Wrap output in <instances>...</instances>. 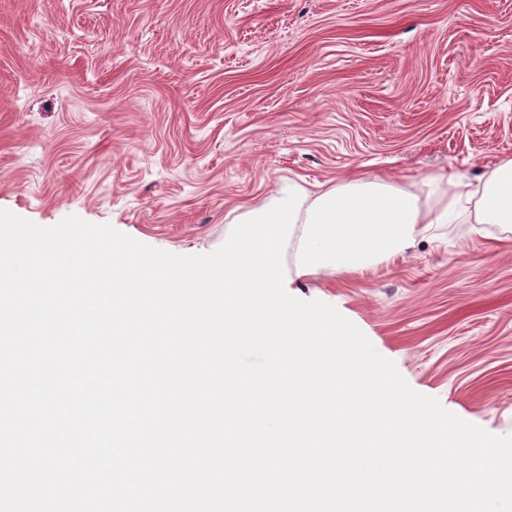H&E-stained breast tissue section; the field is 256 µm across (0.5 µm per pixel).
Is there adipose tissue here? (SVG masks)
<instances>
[{
    "mask_svg": "<svg viewBox=\"0 0 512 512\" xmlns=\"http://www.w3.org/2000/svg\"><path fill=\"white\" fill-rule=\"evenodd\" d=\"M473 218L478 224H512V160L498 165L481 190L460 184L452 203H440L434 223ZM300 274L363 267L404 251L424 223L417 198L377 178L310 192L298 212Z\"/></svg>",
    "mask_w": 512,
    "mask_h": 512,
    "instance_id": "1",
    "label": "adipose tissue"
}]
</instances>
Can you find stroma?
Returning a JSON list of instances; mask_svg holds the SVG:
<instances>
[{"label":"stroma","instance_id":"1","mask_svg":"<svg viewBox=\"0 0 512 512\" xmlns=\"http://www.w3.org/2000/svg\"><path fill=\"white\" fill-rule=\"evenodd\" d=\"M512 160V0H0V209L178 255L280 191L379 177L424 212ZM417 392L512 435V231L420 224L295 274Z\"/></svg>","mask_w":512,"mask_h":512}]
</instances>
